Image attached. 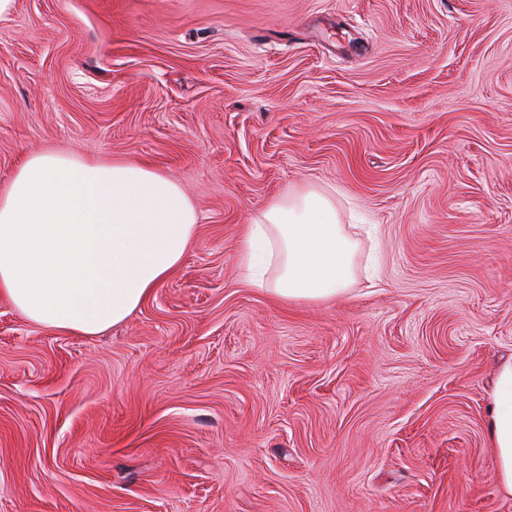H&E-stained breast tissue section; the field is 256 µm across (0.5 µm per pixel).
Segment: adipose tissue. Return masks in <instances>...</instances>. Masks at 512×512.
<instances>
[{"label": "adipose tissue", "mask_w": 512, "mask_h": 512, "mask_svg": "<svg viewBox=\"0 0 512 512\" xmlns=\"http://www.w3.org/2000/svg\"><path fill=\"white\" fill-rule=\"evenodd\" d=\"M197 211L181 185L135 162L27 156L0 186V295L30 323L94 335L125 321L180 264ZM358 243L333 192L304 187L253 215L240 239L244 281L284 301L350 288ZM495 475L512 495V366L492 396Z\"/></svg>", "instance_id": "adipose-tissue-1"}]
</instances>
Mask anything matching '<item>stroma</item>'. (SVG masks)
Here are the masks:
<instances>
[{"instance_id": "obj_1", "label": "stroma", "mask_w": 512, "mask_h": 512, "mask_svg": "<svg viewBox=\"0 0 512 512\" xmlns=\"http://www.w3.org/2000/svg\"><path fill=\"white\" fill-rule=\"evenodd\" d=\"M47 151L150 165L198 224L103 333L0 296V512H512V0H16L0 184ZM305 186L376 232L286 303L238 245ZM490 432L497 448L496 478L512 495V366L502 370L492 396Z\"/></svg>"}]
</instances>
